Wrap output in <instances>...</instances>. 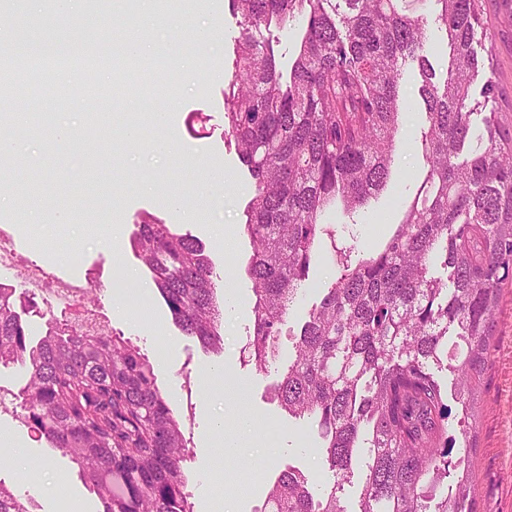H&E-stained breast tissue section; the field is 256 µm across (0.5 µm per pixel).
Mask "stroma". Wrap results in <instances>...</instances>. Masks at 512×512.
Masks as SVG:
<instances>
[{"instance_id":"obj_1","label":"stroma","mask_w":512,"mask_h":512,"mask_svg":"<svg viewBox=\"0 0 512 512\" xmlns=\"http://www.w3.org/2000/svg\"><path fill=\"white\" fill-rule=\"evenodd\" d=\"M143 0H0V37L15 41L66 39L83 30L90 39L86 69L110 106L73 93L72 72L53 71L25 97L7 100L0 139L13 145L0 166V231L11 234L22 263L87 285V301L113 334L141 349L157 384L183 423V471L193 512H258L286 465L306 473L313 497L334 476L316 450V429L288 418L272 389L293 354V334L336 279L328 257L314 263L290 308L280 353L264 372L244 359L253 330L254 295L247 273L251 247L245 209L253 180L224 124V78L241 34L229 0H178L173 24L147 32V44L178 45L163 67L157 58L114 59L128 17ZM485 32L474 35L478 55L494 68L480 73L497 94L491 106L512 129V0H484ZM189 63L210 71L203 85L183 83ZM168 102L167 121L140 114L142 98ZM426 115L402 116L392 173L384 189L347 218L328 212L337 238L353 237L359 253L384 244L423 180L415 138ZM42 193L39 212L22 199L31 184ZM71 214L68 240L56 237L52 214L60 196ZM173 224L201 242L220 277L224 299L223 347L212 352L174 324L147 267L131 248L140 224ZM493 351L478 394L473 460L474 512H512V278L494 319ZM197 383L185 396L184 382ZM0 480L25 494L36 487V512H64L82 500L86 512L101 501L79 477L76 464L38 433L0 413Z\"/></svg>"}]
</instances>
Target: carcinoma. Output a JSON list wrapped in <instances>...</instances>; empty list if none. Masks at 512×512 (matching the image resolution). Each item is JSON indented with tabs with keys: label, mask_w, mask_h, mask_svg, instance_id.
<instances>
[{
	"label": "carcinoma",
	"mask_w": 512,
	"mask_h": 512,
	"mask_svg": "<svg viewBox=\"0 0 512 512\" xmlns=\"http://www.w3.org/2000/svg\"><path fill=\"white\" fill-rule=\"evenodd\" d=\"M229 2L243 35L224 78V119L254 180L246 231L255 303L243 355L256 371L278 355L325 237L337 266L274 392L288 416L316 423L317 451L340 481L316 500L288 466L264 512H347L340 492L357 471L356 512H473L477 394L499 287L512 275V135L498 112L485 111L493 85L472 94L493 66L472 47L482 0H432L450 49L442 78L424 19L399 11V0ZM297 21L300 44L284 75L255 34ZM409 60L418 62L428 118L424 178L387 242L355 258L323 217L333 208L350 217L383 189L411 107L401 96ZM132 247L174 323L219 347L218 276L198 241L148 221ZM29 308L0 285V365L25 370L9 391L22 422L78 466L104 512H192L180 423L153 363L120 337L90 336L54 316L33 345L20 314ZM443 369L449 389L437 379ZM33 508L0 481V512Z\"/></svg>",
	"instance_id": "1"
}]
</instances>
